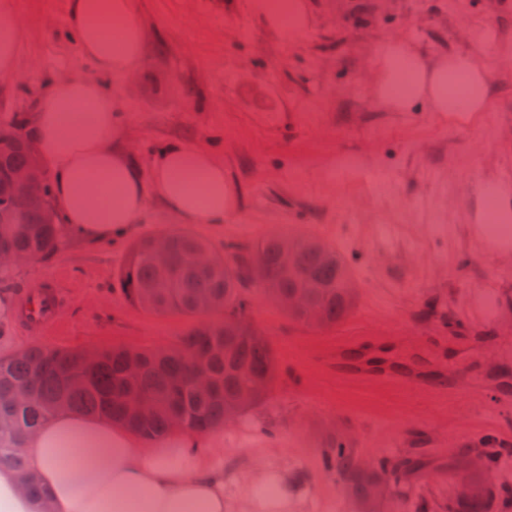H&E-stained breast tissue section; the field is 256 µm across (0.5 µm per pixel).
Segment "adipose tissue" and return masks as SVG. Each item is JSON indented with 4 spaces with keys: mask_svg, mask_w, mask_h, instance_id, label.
Here are the masks:
<instances>
[{
    "mask_svg": "<svg viewBox=\"0 0 512 512\" xmlns=\"http://www.w3.org/2000/svg\"><path fill=\"white\" fill-rule=\"evenodd\" d=\"M250 13L283 40L313 25L308 0H248ZM68 22L82 55L101 72L125 78L145 65V30L135 0H69ZM21 25L0 0V75L18 65ZM473 48L429 60L403 37L382 41L373 55L370 91L389 112L426 107L467 118L488 107L491 74L478 53L486 30L470 34ZM51 168L60 220L83 244L131 234L149 200L184 224H220L236 207L223 164L184 145L160 149L149 172L118 146L116 101L92 77L52 84L29 125ZM218 439L173 429L157 445L111 418L58 412L28 433L19 449L37 491L0 463V512H228L224 470L213 463ZM248 512H288V481L264 477Z\"/></svg>",
    "mask_w": 512,
    "mask_h": 512,
    "instance_id": "1",
    "label": "adipose tissue"
}]
</instances>
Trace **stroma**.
Instances as JSON below:
<instances>
[{"label":"stroma","instance_id":"1","mask_svg":"<svg viewBox=\"0 0 512 512\" xmlns=\"http://www.w3.org/2000/svg\"><path fill=\"white\" fill-rule=\"evenodd\" d=\"M23 23L18 71L0 78V124L35 112L50 82L99 77L118 95L120 135L148 167L171 143L211 150L239 195L220 224L180 225L149 203L136 236L186 230L216 249L270 234H310L334 247L359 299L322 330L289 318L261 289L248 292L270 341L277 377L268 398L220 425L224 468L236 500L269 471L288 478L296 512H354L335 472L331 440L348 439L365 463L407 456L421 464L413 498L445 512L448 451L491 436L512 442L511 254L478 244L482 205L474 184H512V0H314L315 23L283 42L246 0H136L146 66L133 79L98 74L68 26V0H12ZM494 41L478 55L496 85L471 121L438 112H384L369 95L372 55L399 35L428 56L469 48L473 27ZM126 243L71 242L49 259L0 274L14 297L55 281L61 325L36 334L11 322L10 350L174 346L193 319L130 306L119 289ZM433 308L425 316V308ZM471 329L454 339L440 318ZM378 346L397 373L433 379L461 373L452 389L340 374L327 357L337 338ZM500 369L489 383L485 369Z\"/></svg>","mask_w":512,"mask_h":512}]
</instances>
